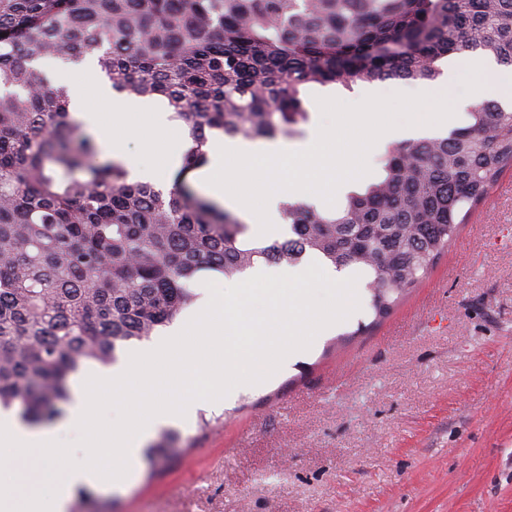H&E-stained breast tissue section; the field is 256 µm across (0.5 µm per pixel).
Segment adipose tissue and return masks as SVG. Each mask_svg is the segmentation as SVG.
I'll return each instance as SVG.
<instances>
[{"mask_svg":"<svg viewBox=\"0 0 512 512\" xmlns=\"http://www.w3.org/2000/svg\"><path fill=\"white\" fill-rule=\"evenodd\" d=\"M69 88L70 108L99 139L103 158L122 159V141L137 133L157 168L172 166L174 155L168 145L177 139L178 130L169 122L166 111L118 97L90 63L82 67L79 81L70 83ZM137 112L145 120L144 127H134L130 122Z\"/></svg>","mask_w":512,"mask_h":512,"instance_id":"adipose-tissue-1","label":"adipose tissue"}]
</instances>
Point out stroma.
<instances>
[{
	"mask_svg": "<svg viewBox=\"0 0 512 512\" xmlns=\"http://www.w3.org/2000/svg\"><path fill=\"white\" fill-rule=\"evenodd\" d=\"M387 80L311 97L418 93ZM175 425L86 512H512V173L383 320L370 294L272 383Z\"/></svg>",
	"mask_w": 512,
	"mask_h": 512,
	"instance_id": "obj_1",
	"label": "stroma"
}]
</instances>
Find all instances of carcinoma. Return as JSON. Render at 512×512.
<instances>
[{
	"instance_id": "cac0c4a2",
	"label": "carcinoma",
	"mask_w": 512,
	"mask_h": 512,
	"mask_svg": "<svg viewBox=\"0 0 512 512\" xmlns=\"http://www.w3.org/2000/svg\"><path fill=\"white\" fill-rule=\"evenodd\" d=\"M462 56L512 68V0H0V408L54 420L84 364L172 324L202 273L313 256L365 270L383 318L512 169V108L486 99L446 136L388 146L383 174L333 208L285 202L293 237L250 242L186 183L165 195L98 160L38 61L92 59L116 93L164 100L190 167L215 135L293 136L313 87L434 83Z\"/></svg>"
}]
</instances>
